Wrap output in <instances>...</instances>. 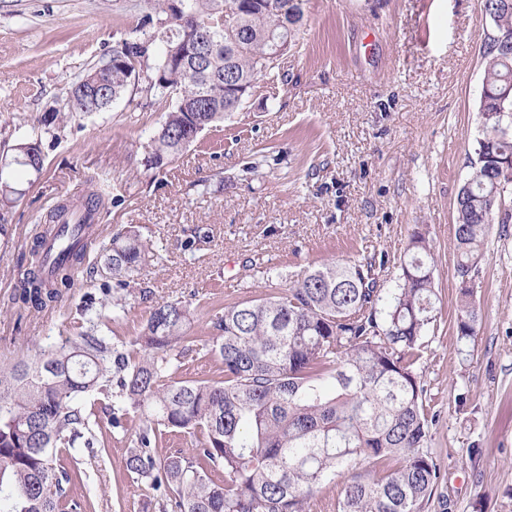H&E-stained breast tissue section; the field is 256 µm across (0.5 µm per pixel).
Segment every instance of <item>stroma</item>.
Segmentation results:
<instances>
[{"mask_svg":"<svg viewBox=\"0 0 512 512\" xmlns=\"http://www.w3.org/2000/svg\"><path fill=\"white\" fill-rule=\"evenodd\" d=\"M147 0H0V154L37 136L40 173L13 171L23 196L0 241V358L75 334L85 301L116 288L75 272L41 312L13 304L34 237L59 201L96 179L114 203L99 245L132 226L158 257L102 332L136 336L162 301L192 304L198 344L227 304L265 295L335 260L385 256L396 286L414 229L435 256L436 322L417 376L436 414L428 446L443 481L428 512H512V224L492 225L474 299L481 325L468 360L456 344L455 201L480 134L481 48L492 24L482 0H307L275 80L171 163L148 161L169 100L130 86L106 112L70 113L68 88L139 37ZM209 239L185 248L196 227ZM134 432L95 429V465L73 488L86 512H155L144 479L127 477Z\"/></svg>","mask_w":512,"mask_h":512,"instance_id":"1","label":"stroma"}]
</instances>
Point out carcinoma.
Returning <instances> with one entry per match:
<instances>
[{"instance_id": "cac0c4a2", "label": "carcinoma", "mask_w": 512, "mask_h": 512, "mask_svg": "<svg viewBox=\"0 0 512 512\" xmlns=\"http://www.w3.org/2000/svg\"><path fill=\"white\" fill-rule=\"evenodd\" d=\"M304 0H185L186 18L170 16V0H150L153 13L140 27L155 28L143 41L124 42L106 61L71 82L73 112H101L121 99L128 71L145 74V91L173 98L152 139L150 163L178 158L199 132L218 127L244 99L234 88H255L277 77L266 63L276 43L294 39L285 21L302 13ZM493 32L486 35L485 92L478 103L481 137L473 174L456 200L455 274L459 282L457 343L470 356L481 322L473 274L490 224L512 222V104L500 111L499 89L512 85V0H483ZM184 36L207 34L203 65L170 59ZM153 65H147L155 42ZM31 153L38 173V141L13 148ZM20 190L0 175V208ZM106 192L91 184L47 216L33 254L37 266L21 281L15 301L37 312L57 302L75 271H107L125 290L100 308L84 309L90 327L60 345L0 366V512H81L71 488L79 475V442L90 447L92 415L83 396L116 400L118 411L138 417L137 446L125 468L150 481L158 512H308L328 479L344 471L336 512H426L441 483L427 451L436 414L415 373L434 321V257L426 235L412 232L396 288H380L387 261L326 263L307 270L264 297L224 307L211 318L212 347L193 344L195 312L163 301L142 332L117 347L98 325L125 309L138 270L153 260L149 240L131 228L112 234L102 264L86 265L75 243L108 209ZM215 356L223 378L175 379L186 363ZM180 432L194 444L160 454L163 435Z\"/></svg>"}]
</instances>
